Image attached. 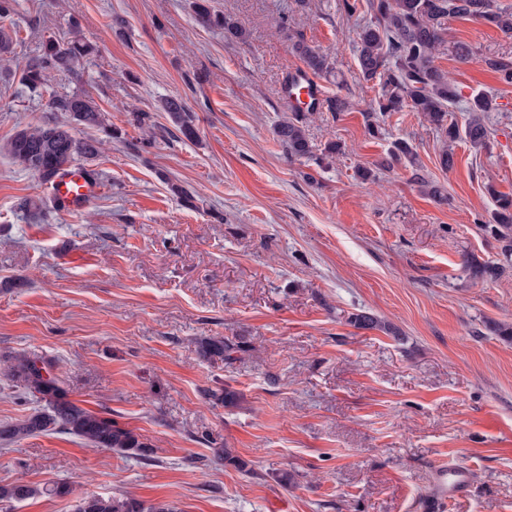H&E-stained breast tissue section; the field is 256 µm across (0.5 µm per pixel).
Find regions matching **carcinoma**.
<instances>
[{
	"label": "carcinoma",
	"instance_id": "obj_1",
	"mask_svg": "<svg viewBox=\"0 0 512 512\" xmlns=\"http://www.w3.org/2000/svg\"><path fill=\"white\" fill-rule=\"evenodd\" d=\"M365 8L370 21L359 27L357 61L359 80L378 87L366 114L369 136L381 134L382 124L394 112H416L434 130L452 144L463 141L473 148H484L489 141V130L482 113L495 110L493 95L480 92L468 102L465 111L470 117L459 125L450 116L459 102L460 93L448 72L435 64L440 48L445 43L448 20L464 19L489 24L503 37L512 40V10L498 7L496 0H342L341 10L348 16ZM195 20L203 28H220L224 38L232 42L246 41V31L232 19L213 11L210 0H191ZM17 32L0 27V55L14 52ZM292 54L305 68L321 76L332 73L327 55L313 49L304 40L291 42ZM94 51L91 44L80 39L58 42L48 39L42 52L29 59L20 77V83L32 92H42L53 74L79 73L81 61ZM488 68L512 84V57L497 55L485 59ZM52 116L35 127H24L6 141L3 150L11 159L48 184L63 166L82 160L91 161L99 155L102 139L95 136L78 137L73 125H81L112 137V125L94 99L86 92L54 94L48 103ZM175 129L187 140L198 138L195 116L182 99L168 97L160 104ZM308 117L294 112L275 125L273 133L285 148L288 157L305 158L311 154L306 134ZM397 165L412 169V181L422 187L439 203L448 202L444 188L422 174L412 146L403 139L393 142L388 152L380 157L374 168L360 167L357 179L364 182L375 177L373 169L387 170ZM494 202L488 220L479 221L487 235L500 244L501 254L512 256V195L488 187ZM464 271L474 279L495 280L500 266L492 262H478L466 256ZM349 323L359 329H381L395 337L399 332L383 323L368 311L352 313ZM244 348L240 341L211 339L202 345L205 357L231 361ZM5 376L23 387L43 408L26 420L0 426V441L9 444L26 437L54 431L83 440L97 448H108L124 456L150 459L149 445L142 442L132 430L119 426L110 417H104L80 407L72 401L61 381L51 373L46 360L16 357L7 366ZM66 497L71 493L66 484H57L40 490L23 481L0 485V502H22L40 494ZM75 512H177L168 503L145 504L136 498L121 496H85L76 504Z\"/></svg>",
	"mask_w": 512,
	"mask_h": 512
}]
</instances>
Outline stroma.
I'll return each instance as SVG.
<instances>
[{"label":"stroma","instance_id":"obj_1","mask_svg":"<svg viewBox=\"0 0 512 512\" xmlns=\"http://www.w3.org/2000/svg\"><path fill=\"white\" fill-rule=\"evenodd\" d=\"M190 2L15 0L0 17L21 38L0 59V145L48 117L53 91L87 92L114 132L88 164L101 194L71 213L0 153V371L22 355L52 361L72 400L152 449L150 460L126 458L58 433L0 448V485L73 489L0 512H73L88 494L178 512H419L418 498L437 496L439 462L471 468L446 512H512V342L479 333L489 320L512 323V259L477 224L493 208L487 186L512 194V84L484 63L511 54L512 41L449 20L437 63L460 91L456 119L479 92L497 108L484 116L487 148L454 144L446 171L444 142L417 113L368 135L375 91L358 81L356 29L340 0H212L246 28L239 43L199 26ZM51 36L95 52L79 77L56 74L49 93H30L20 71ZM294 36L328 54L324 90L352 103L310 115L312 154L298 160L273 133L290 114L280 88L298 64ZM459 42L468 62L456 58ZM164 97L194 112L197 140L167 134ZM133 108L152 113L154 129L128 124ZM398 138L447 203L407 168L355 179ZM331 142L344 154L321 161ZM467 256L502 275L470 278ZM361 309L400 337L351 325ZM206 338L245 348L233 363L210 360L199 352ZM227 387L237 406L204 395ZM224 448L244 468L218 461Z\"/></svg>","mask_w":512,"mask_h":512}]
</instances>
